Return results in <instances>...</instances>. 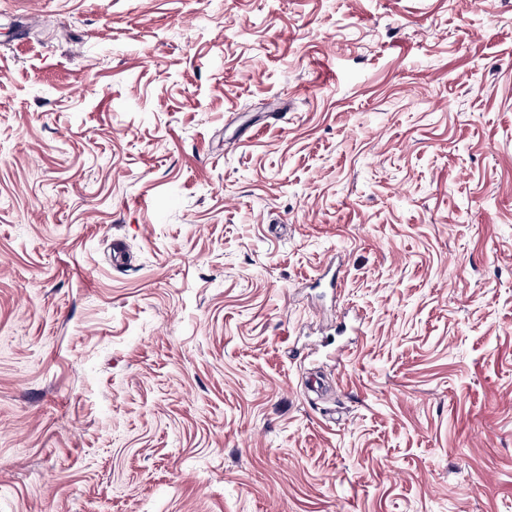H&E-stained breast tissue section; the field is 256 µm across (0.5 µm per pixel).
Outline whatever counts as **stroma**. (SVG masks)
Wrapping results in <instances>:
<instances>
[{
    "mask_svg": "<svg viewBox=\"0 0 512 512\" xmlns=\"http://www.w3.org/2000/svg\"><path fill=\"white\" fill-rule=\"evenodd\" d=\"M0 512H512V0H0Z\"/></svg>",
    "mask_w": 512,
    "mask_h": 512,
    "instance_id": "35a3bbf8",
    "label": "stroma"
}]
</instances>
